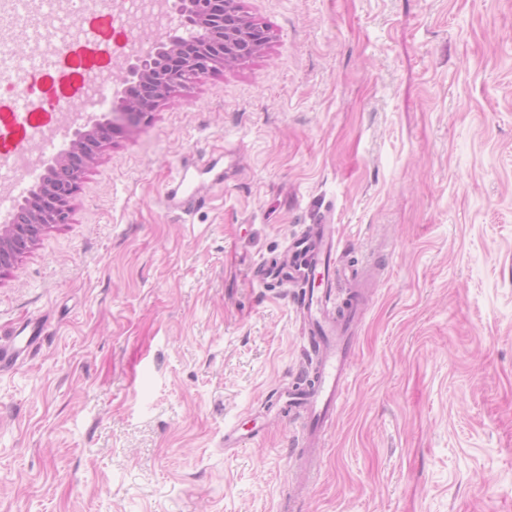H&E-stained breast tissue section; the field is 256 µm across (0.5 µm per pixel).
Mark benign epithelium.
I'll return each mask as SVG.
<instances>
[{
  "instance_id": "benign-epithelium-1",
  "label": "benign epithelium",
  "mask_w": 512,
  "mask_h": 512,
  "mask_svg": "<svg viewBox=\"0 0 512 512\" xmlns=\"http://www.w3.org/2000/svg\"><path fill=\"white\" fill-rule=\"evenodd\" d=\"M165 4L172 20L167 35L161 42L150 40L141 53L126 59L112 80L117 104L110 115L78 124L67 148L48 162L47 168L65 177L68 186L63 191L48 189L33 208L31 223L0 225V273L44 230L69 223L71 202L85 171L123 126L137 123L176 89L262 50L268 41L262 26L240 15L237 0H165ZM192 28L206 31L209 39L190 51L184 35ZM157 60L167 67H156Z\"/></svg>"
}]
</instances>
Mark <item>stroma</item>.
<instances>
[{
	"mask_svg": "<svg viewBox=\"0 0 512 512\" xmlns=\"http://www.w3.org/2000/svg\"><path fill=\"white\" fill-rule=\"evenodd\" d=\"M239 7L265 49L115 134L0 273V512H512V0ZM321 224L378 273L303 483L265 409L301 290L249 269ZM203 200V189L194 188L192 194L187 195L183 188V180L172 184L166 193L167 205L175 210L189 211L195 208L198 201Z\"/></svg>",
	"mask_w": 512,
	"mask_h": 512,
	"instance_id": "stroma-1",
	"label": "stroma"
}]
</instances>
